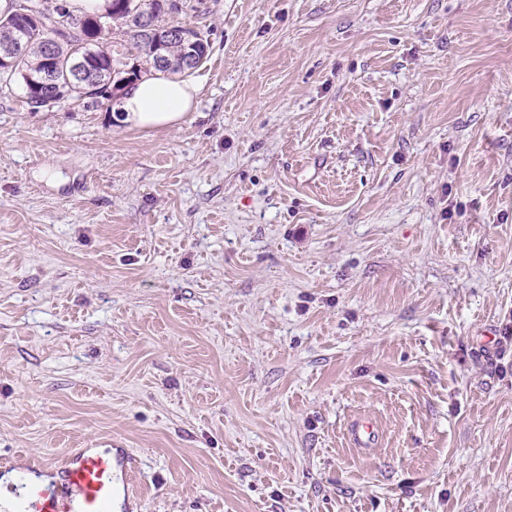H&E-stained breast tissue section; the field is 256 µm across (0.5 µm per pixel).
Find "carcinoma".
Here are the masks:
<instances>
[{"label": "carcinoma", "mask_w": 512, "mask_h": 512, "mask_svg": "<svg viewBox=\"0 0 512 512\" xmlns=\"http://www.w3.org/2000/svg\"><path fill=\"white\" fill-rule=\"evenodd\" d=\"M140 2L110 0L112 25L104 27L101 14L77 15L68 9L67 0H20L9 13L0 15V55L13 61V67L0 69V90L10 88L16 78L25 82L27 74L40 70L45 59L44 47L53 38L57 39L54 83L27 89V104L33 109H52L65 98L94 108L108 98L112 76L119 75L118 68L129 66L125 52L114 44L118 37L145 55L155 68L173 74L185 72L180 60L191 42L196 56L192 69L200 67L208 55V39L180 21L181 12L167 10L161 0H151L156 27L189 35L186 40L170 38L163 50V62H158L145 34L130 21ZM23 3L33 7V16L17 14Z\"/></svg>", "instance_id": "obj_1"}]
</instances>
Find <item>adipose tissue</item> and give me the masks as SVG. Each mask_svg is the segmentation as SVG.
<instances>
[{
    "label": "adipose tissue",
    "instance_id": "1",
    "mask_svg": "<svg viewBox=\"0 0 512 512\" xmlns=\"http://www.w3.org/2000/svg\"><path fill=\"white\" fill-rule=\"evenodd\" d=\"M200 85L192 79H174L153 70L133 82L117 109L122 121L135 129L174 128L194 111Z\"/></svg>",
    "mask_w": 512,
    "mask_h": 512
}]
</instances>
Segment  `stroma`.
Listing matches in <instances>:
<instances>
[{"mask_svg":"<svg viewBox=\"0 0 512 512\" xmlns=\"http://www.w3.org/2000/svg\"><path fill=\"white\" fill-rule=\"evenodd\" d=\"M187 2L179 127L0 92V476L111 441L136 512H512V0ZM378 436L379 433L375 424L368 418H356L349 424L348 437L351 444L356 448H369Z\"/></svg>","mask_w":512,"mask_h":512,"instance_id":"35a3bbf8","label":"stroma"}]
</instances>
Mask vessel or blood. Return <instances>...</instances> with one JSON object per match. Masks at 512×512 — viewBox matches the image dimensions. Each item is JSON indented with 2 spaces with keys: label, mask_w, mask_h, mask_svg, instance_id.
Here are the masks:
<instances>
[{
  "label": "vessel or blood",
  "mask_w": 512,
  "mask_h": 512,
  "mask_svg": "<svg viewBox=\"0 0 512 512\" xmlns=\"http://www.w3.org/2000/svg\"><path fill=\"white\" fill-rule=\"evenodd\" d=\"M378 436L375 424L364 417L352 420L348 428L351 444L360 449L369 448ZM34 468L54 473V480L24 478L0 485V512L9 501L20 512H131L136 466L123 449H67L60 461L38 462Z\"/></svg>",
  "instance_id": "1"
}]
</instances>
